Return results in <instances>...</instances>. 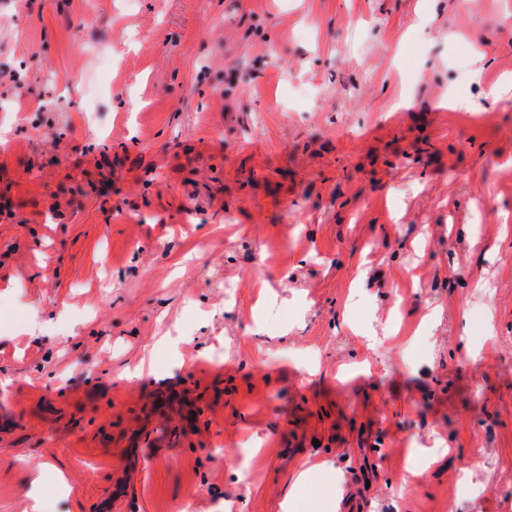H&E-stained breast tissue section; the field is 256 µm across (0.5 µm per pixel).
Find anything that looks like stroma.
Instances as JSON below:
<instances>
[{"label": "stroma", "instance_id": "35a3bbf8", "mask_svg": "<svg viewBox=\"0 0 512 512\" xmlns=\"http://www.w3.org/2000/svg\"><path fill=\"white\" fill-rule=\"evenodd\" d=\"M506 73L512 0H0V512H512ZM315 480H305L304 473H300L293 479L290 495L294 494L301 498L304 503L305 512H329L325 509L330 507L328 497L329 483L324 480V471L317 469Z\"/></svg>", "mask_w": 512, "mask_h": 512}]
</instances>
